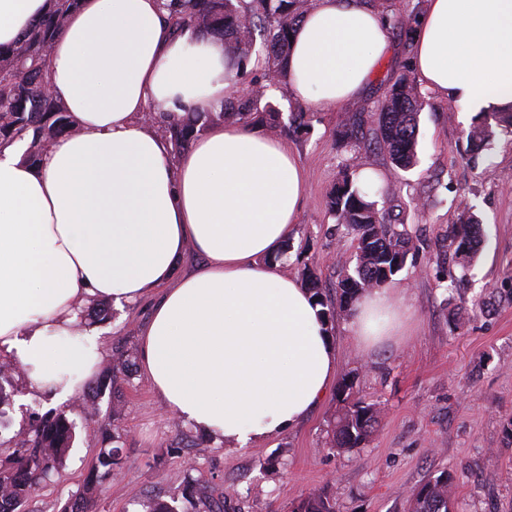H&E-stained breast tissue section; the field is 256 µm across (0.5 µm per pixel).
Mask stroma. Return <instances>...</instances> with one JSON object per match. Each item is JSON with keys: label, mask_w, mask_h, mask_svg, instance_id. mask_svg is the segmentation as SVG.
I'll use <instances>...</instances> for the list:
<instances>
[{"label": "stroma", "mask_w": 512, "mask_h": 512, "mask_svg": "<svg viewBox=\"0 0 512 512\" xmlns=\"http://www.w3.org/2000/svg\"><path fill=\"white\" fill-rule=\"evenodd\" d=\"M408 55L399 39L361 98L325 111L301 104L286 86L270 84L265 98L280 112L305 109L308 130L288 134L309 175L306 198L279 257L287 275L313 273L325 298L338 302L337 284L351 266L356 243L338 230L328 196L342 167L370 168L387 190L386 209L404 225L413 258L391 285L411 310L406 336L362 351L350 316L337 312L328 324L336 349V375L355 374L366 400L380 402L379 428L361 446L331 448L338 408L328 394L295 428L245 448L171 423L161 400L137 368L140 333L150 303L118 310L103 303L102 361L96 376L100 396L68 402L76 440L62 468L43 482L24 512H63L83 483L103 429L121 433L122 477L105 484L84 512H142L150 498H177L181 512H196L204 488L225 492L224 512H293L310 492L326 489L337 512H406L411 489L430 475L454 479L456 512H512V131H499L487 157L467 155L473 114L467 105L421 89L419 163L397 169L376 151H356L338 129L354 114L372 138L378 107L392 84L405 75ZM483 222L476 262L446 287L433 262L448 251L446 236L464 205ZM459 323H452L451 314ZM133 368L111 385L118 358ZM10 424L0 431V467L9 466L16 438L31 413L56 409L49 394H30L21 368L12 371Z\"/></svg>", "instance_id": "obj_1"}]
</instances>
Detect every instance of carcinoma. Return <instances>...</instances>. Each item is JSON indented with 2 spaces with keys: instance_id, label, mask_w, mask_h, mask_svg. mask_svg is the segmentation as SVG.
<instances>
[{
  "instance_id": "obj_1",
  "label": "carcinoma",
  "mask_w": 512,
  "mask_h": 512,
  "mask_svg": "<svg viewBox=\"0 0 512 512\" xmlns=\"http://www.w3.org/2000/svg\"><path fill=\"white\" fill-rule=\"evenodd\" d=\"M48 14L11 48L0 47V140L20 139L32 133V144L37 150L27 159L39 160V148L53 138L68 133L72 121L52 98L44 80L43 62L48 48L60 32L68 12L77 0H51ZM172 24L180 30L195 25L205 31L224 37L227 52L246 62L261 41L267 68L281 75L294 27L310 7L309 0H165ZM249 20L248 25L241 18ZM387 19L397 35L411 46L413 24L417 17L389 15ZM265 96L260 85L246 96L224 100L220 112H195L186 119L166 127L172 144L183 149L191 139L202 132L214 119L240 122L245 125L264 123L282 132L304 131L309 128V113L298 111L282 113L271 102L264 110L258 104ZM422 103L416 86L404 76L397 80L378 106V132L373 138V149L385 154L392 163L407 170L417 163L419 138V111ZM512 128V105L506 110L480 113L468 141L472 151L485 149L498 131ZM376 195L363 190L357 170L342 171L327 202L329 213L356 241L355 265L338 282L340 308L351 312L354 302L364 287L387 284L401 272L411 249L409 238L398 225L391 223L389 213L378 209ZM483 238L479 217L469 207H463L459 222L448 229V247L460 260V266L470 265L477 257ZM307 288L316 304L321 306V318L329 323L335 308L324 300L318 278L306 276ZM12 368L0 366V430L8 427L11 394L6 392ZM356 374L344 378L338 388L339 404L334 418V443L340 451L359 447L373 433L381 418V408L358 396ZM110 447L99 449L82 490L75 495L65 512H83L87 498L102 490V485L120 471L121 448L119 437L105 432ZM74 440V423L66 415L48 413L32 418L28 431L17 441L20 454L12 464L0 468V512H20L21 507L39 485L62 465ZM453 479L445 472L432 475L412 488L409 512H453ZM293 512H336V504L323 490L309 493Z\"/></svg>"
}]
</instances>
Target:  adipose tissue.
<instances>
[{"instance_id":"1","label":"adipose tissue","mask_w":512,"mask_h":512,"mask_svg":"<svg viewBox=\"0 0 512 512\" xmlns=\"http://www.w3.org/2000/svg\"><path fill=\"white\" fill-rule=\"evenodd\" d=\"M49 7L0 0V45ZM389 50L368 0H315L295 27L288 89L336 109ZM414 56L432 91L476 111L512 105V0H427ZM45 71L76 131L35 165L23 141L0 144V356L20 363L33 393L72 400L101 359L82 307L150 297L139 364L177 421L234 448L299 424L336 377L318 306L272 261L298 221L304 166L286 139L235 122L174 158L142 119L221 110L237 83L223 38L174 30L161 0H81ZM189 250L204 262L183 273ZM408 314L393 289L376 288L350 329L370 348L399 335Z\"/></svg>"}]
</instances>
